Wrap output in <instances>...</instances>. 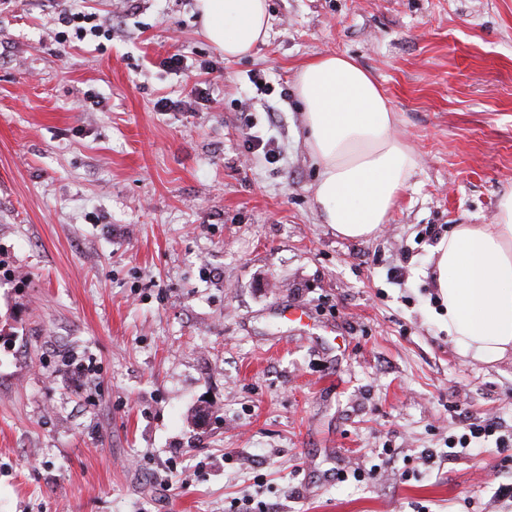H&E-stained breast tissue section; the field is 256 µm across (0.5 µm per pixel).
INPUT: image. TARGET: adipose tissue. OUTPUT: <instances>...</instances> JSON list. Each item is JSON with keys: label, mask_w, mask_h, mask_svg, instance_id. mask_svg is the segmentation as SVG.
<instances>
[{"label": "adipose tissue", "mask_w": 512, "mask_h": 512, "mask_svg": "<svg viewBox=\"0 0 512 512\" xmlns=\"http://www.w3.org/2000/svg\"><path fill=\"white\" fill-rule=\"evenodd\" d=\"M204 37L228 59L251 56L269 36L267 0H195ZM306 144L318 167L323 223L349 239L385 224L415 167L393 133L397 117L373 76L352 58L321 55L298 71ZM432 283L448 334L473 360L512 353V192L493 224H459L433 250Z\"/></svg>", "instance_id": "adipose-tissue-1"}]
</instances>
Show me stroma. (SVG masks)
<instances>
[{
    "instance_id": "obj_1",
    "label": "stroma",
    "mask_w": 512,
    "mask_h": 512,
    "mask_svg": "<svg viewBox=\"0 0 512 512\" xmlns=\"http://www.w3.org/2000/svg\"><path fill=\"white\" fill-rule=\"evenodd\" d=\"M268 5L228 60L194 0H0V512H512V447L420 457L457 406L512 429V357L462 356L430 280L512 191V0ZM62 7L111 39L60 42ZM324 54L373 74L415 155L367 240L315 203L295 85Z\"/></svg>"
}]
</instances>
